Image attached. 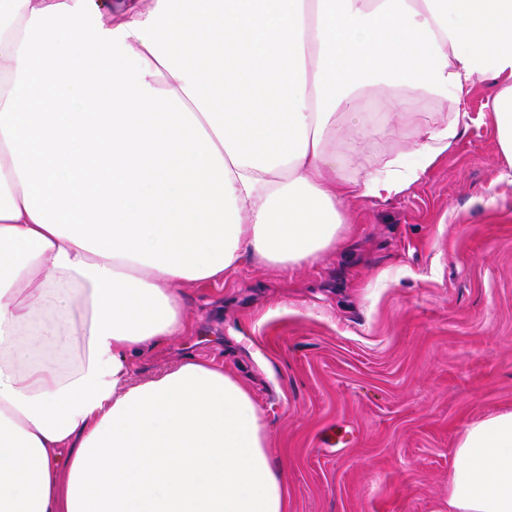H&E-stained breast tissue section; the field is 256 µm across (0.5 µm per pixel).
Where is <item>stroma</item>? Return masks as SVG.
Instances as JSON below:
<instances>
[{"mask_svg": "<svg viewBox=\"0 0 512 512\" xmlns=\"http://www.w3.org/2000/svg\"><path fill=\"white\" fill-rule=\"evenodd\" d=\"M456 146L388 199L358 198L335 250L284 272L245 262L188 291L183 357L250 388L288 466V512H447L471 424L512 411V183L485 107Z\"/></svg>", "mask_w": 512, "mask_h": 512, "instance_id": "1", "label": "stroma"}]
</instances>
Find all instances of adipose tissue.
Segmentation results:
<instances>
[{"instance_id":"1","label":"adipose tissue","mask_w":512,"mask_h":512,"mask_svg":"<svg viewBox=\"0 0 512 512\" xmlns=\"http://www.w3.org/2000/svg\"><path fill=\"white\" fill-rule=\"evenodd\" d=\"M488 78L512 180V0H0V512H288L237 374L136 363L190 286L417 182ZM377 136L416 165H365ZM448 512H512V412L461 436Z\"/></svg>"}]
</instances>
